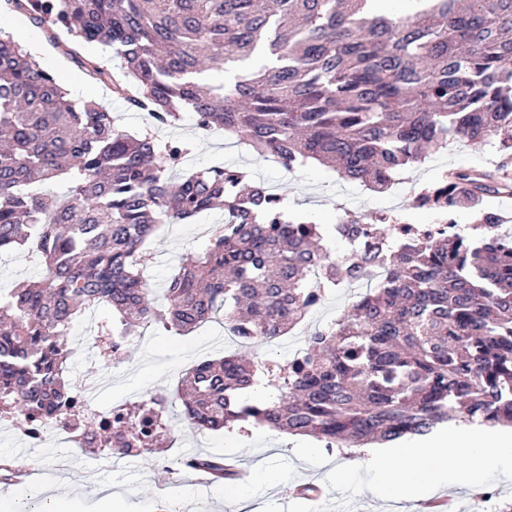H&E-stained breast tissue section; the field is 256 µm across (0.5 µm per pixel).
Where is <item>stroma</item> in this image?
Returning a JSON list of instances; mask_svg holds the SVG:
<instances>
[{
    "mask_svg": "<svg viewBox=\"0 0 512 512\" xmlns=\"http://www.w3.org/2000/svg\"><path fill=\"white\" fill-rule=\"evenodd\" d=\"M5 29L13 37L26 35L43 42V51L37 59L43 68L57 76L71 99L102 103L119 116L128 130L145 128L144 113L128 110L122 99L90 81L73 63L45 44L42 30L25 15L9 14ZM166 134L193 144L182 165L183 172L232 166L246 171L255 183L277 192L286 191L284 209L291 214L313 217L323 224L326 244L335 258L347 251L346 244L334 238L333 227L349 206L348 191L359 192L360 210L364 214H388L409 224H429L434 220L433 215L409 207L410 197L436 182L443 171L459 167L490 168L499 160L493 146L455 141L447 149L432 153L422 163L400 172L398 183L387 193L375 194L360 184H349L320 165L310 164L289 173L277 164L257 158L246 146L232 145L223 133L200 134L190 112L184 113L178 125L167 129ZM223 219L221 211L213 210L188 223L162 226L149 244L150 262L144 272L155 300L163 299L167 280L184 255L205 247L207 239L201 234V225ZM41 276L42 265L34 256L21 252L0 255V292H9L18 281H36ZM223 334L224 322L219 318L186 335L151 326L143 329L139 341L121 355L95 359L74 355L68 364L69 374L80 380H106V387L94 394L96 403L102 407L125 399L136 401L147 394L170 396L188 369L226 355ZM314 444L310 437L291 436L253 425L219 432H196L176 425L171 431V444L163 452L119 459L86 454L77 448H30L0 427V459L8 458L16 465L33 468L34 485L42 487L49 496L66 493L77 498L83 510L93 506L101 494L108 493L120 500L127 512H171L173 507L193 503L206 506L208 512H233L223 489L209 481L198 482L191 470L164 476V464L201 453H232L240 469L252 476L249 512H261L262 506L269 502L283 507L295 503V489L301 484L320 488L316 505H323L331 498L341 499V492L330 491L326 477L334 467L347 463L348 454L342 448H324L313 455L309 449ZM261 465L275 470L282 479L281 484L270 488L257 479L256 469Z\"/></svg>",
    "mask_w": 512,
    "mask_h": 512,
    "instance_id": "stroma-1",
    "label": "stroma"
}]
</instances>
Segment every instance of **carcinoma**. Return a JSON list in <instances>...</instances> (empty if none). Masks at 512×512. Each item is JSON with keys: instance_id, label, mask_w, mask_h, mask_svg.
<instances>
[{"instance_id": "carcinoma-1", "label": "carcinoma", "mask_w": 512, "mask_h": 512, "mask_svg": "<svg viewBox=\"0 0 512 512\" xmlns=\"http://www.w3.org/2000/svg\"><path fill=\"white\" fill-rule=\"evenodd\" d=\"M368 2L4 0L152 125L131 133L106 106L74 103L0 29V254L21 250L43 266L40 281L0 294L1 418L71 417L69 325L88 309L112 310L98 335L113 356L145 326L186 334L220 313L252 346L308 315L314 282H358L381 267L288 364L230 355L189 370L175 390L181 422L213 432L253 423L328 449L451 422L512 427V234L479 206L512 195V0H408L400 16ZM88 44L116 50L120 65L85 57ZM183 110L287 172L315 162L377 193L450 140L492 144L500 161L493 174L453 169L413 199L442 220L470 206L473 232L349 212L336 236L364 249L332 260L320 225L238 169L172 181L189 146L158 130ZM55 182L64 196L40 190ZM216 209L224 223L186 254L157 306L142 276L148 241ZM261 377L276 399L245 402ZM168 402L143 399L136 417L104 430L103 449L138 457L167 442L156 410ZM175 464L214 482L241 478L218 454Z\"/></svg>"}]
</instances>
